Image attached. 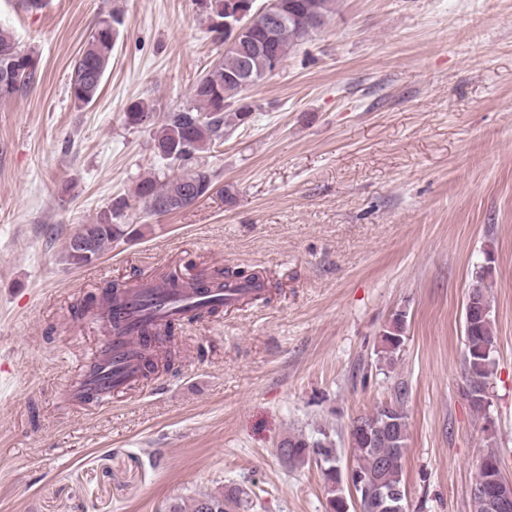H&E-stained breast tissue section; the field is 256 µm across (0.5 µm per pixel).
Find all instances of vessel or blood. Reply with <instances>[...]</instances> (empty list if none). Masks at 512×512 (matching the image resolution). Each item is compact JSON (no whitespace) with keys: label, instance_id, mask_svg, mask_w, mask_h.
<instances>
[{"label":"vessel or blood","instance_id":"obj_1","mask_svg":"<svg viewBox=\"0 0 512 512\" xmlns=\"http://www.w3.org/2000/svg\"><path fill=\"white\" fill-rule=\"evenodd\" d=\"M261 294L252 285L231 283L221 290L175 288L163 279L118 290L112 302L90 318L104 327L106 338L70 384V397L85 406L109 407L114 394L143 381L146 364L172 322L188 320L216 304L231 307Z\"/></svg>","mask_w":512,"mask_h":512}]
</instances>
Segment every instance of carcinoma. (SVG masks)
Masks as SVG:
<instances>
[{
  "instance_id": "cac0c4a2",
  "label": "carcinoma",
  "mask_w": 512,
  "mask_h": 512,
  "mask_svg": "<svg viewBox=\"0 0 512 512\" xmlns=\"http://www.w3.org/2000/svg\"><path fill=\"white\" fill-rule=\"evenodd\" d=\"M283 23L276 38L267 39L260 25H255L247 38H238L232 45L233 31L223 33L224 54L208 75L193 87L190 105L166 113L160 126H155L154 105L141 100L125 112V121L131 126L141 123V115L150 116L148 125L153 127L156 156L163 161L178 163L181 174L161 182L152 176L143 178L136 186L135 199L154 214L166 213L163 203L180 197L201 199L214 187L213 174L201 166L198 155L224 139V135L248 122L252 105L244 92L266 76L280 69L291 51L311 35L307 18L314 13L319 24H324L336 11V0H280ZM122 18L114 14L102 19L80 50L70 79L71 94L76 103L86 105L97 97L103 77L112 60V50ZM251 71L250 85L237 81L244 70ZM36 60L33 55L18 49L13 34L0 27V98L11 97L28 88L35 80ZM125 201L101 212L94 223L84 225L92 250L87 256L82 250L67 242L62 260L72 268H82L91 263V257H101L112 248V242L124 235L118 219ZM489 268L476 272L477 284L471 288L465 306L464 360L467 375L466 396L472 408L484 409L483 393L494 365L495 338L490 315L488 290L482 281ZM212 283L216 288L235 282L252 284L257 277L238 270H218ZM406 325V313L396 314L382 333L378 354L387 365L394 364L401 351ZM406 388L397 387L391 401L374 411L375 428L371 429L372 442L366 444L359 428H349L348 447L354 457L355 467L344 470L340 466V451L330 446L325 438L309 440L301 433H293L283 442L288 447V467L303 466L314 460L324 465L328 502L331 512H348L346 488H354L360 512H389L388 501L381 494L385 489L406 490L403 478V458L407 449L408 426L403 403ZM507 485L498 455L487 452L477 470L474 485L487 487ZM250 507L248 493L236 486L222 491L203 493L191 499L185 510L178 502L168 506V512H240Z\"/></svg>"
}]
</instances>
